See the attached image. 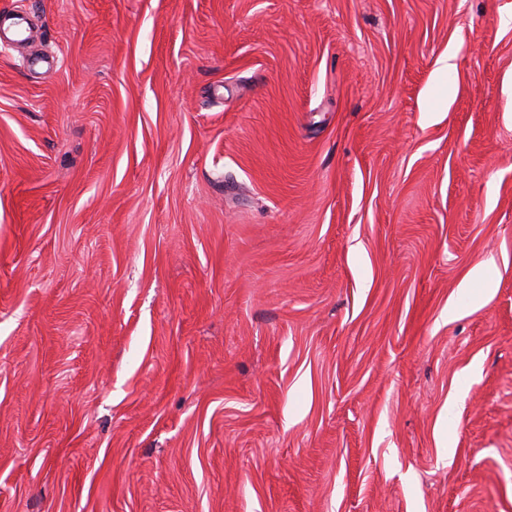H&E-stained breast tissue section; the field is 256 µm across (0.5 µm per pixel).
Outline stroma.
<instances>
[{
	"label": "stroma",
	"mask_w": 512,
	"mask_h": 512,
	"mask_svg": "<svg viewBox=\"0 0 512 512\" xmlns=\"http://www.w3.org/2000/svg\"><path fill=\"white\" fill-rule=\"evenodd\" d=\"M0 11V512H512V0Z\"/></svg>",
	"instance_id": "35a3bbf8"
}]
</instances>
